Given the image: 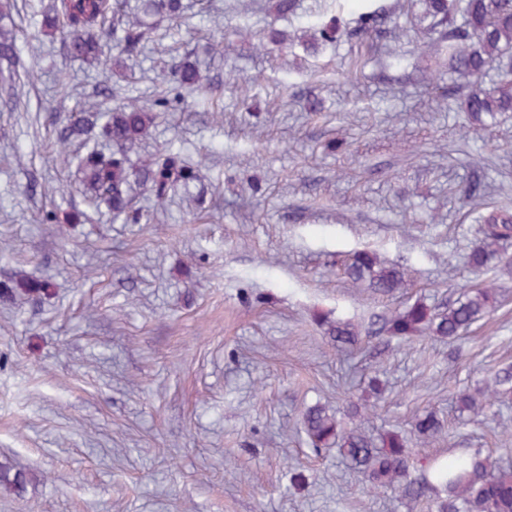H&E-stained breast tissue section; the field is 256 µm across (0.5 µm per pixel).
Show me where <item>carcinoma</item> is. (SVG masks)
<instances>
[{"mask_svg":"<svg viewBox=\"0 0 512 512\" xmlns=\"http://www.w3.org/2000/svg\"><path fill=\"white\" fill-rule=\"evenodd\" d=\"M129 0H56L46 15L47 26L67 37V53L82 61L101 62L102 39L112 36L119 54L131 56L140 51L154 29L156 20H177L181 16V0H143L140 11L128 12ZM463 24L452 26L455 15ZM426 15L433 19L432 30L438 36L425 44V50L436 55L448 52V73L470 79L473 88L462 100V110L471 121L484 122L512 112V0H426ZM340 36L334 18L321 24L319 40L307 49L315 52L319 43L333 42ZM0 61L12 69L18 63L15 39L0 38ZM491 67L497 70V81L490 89L480 86ZM176 82L190 91L200 88L201 74L197 65L182 63L175 70ZM169 98L162 97L146 107L127 103L100 113L104 122L98 137L112 143V152L96 150L80 157L79 192L90 206L107 205L115 217L128 224H146L149 218L133 205L132 186L146 188L162 207L179 184L189 185L197 179L193 166L179 155L160 153L148 165L132 166L129 152L150 135L155 107H167ZM55 126V145L64 152L70 146H87L95 126L90 113L81 109L66 122ZM472 209L479 213V239L468 254V265L480 271L498 254L500 245L512 239V209L487 202L489 192L479 182L463 190ZM344 274L354 285L387 295L404 285L405 273L398 266H387L366 249L355 252L344 264ZM46 280L16 281L0 287V296L8 300L21 295L37 303L49 293ZM491 287L479 285L446 306H431L418 300L386 318L378 332L399 338L430 336L448 342L492 308ZM324 336L338 350H353L361 342L358 327L349 321H326ZM512 398V366L498 370L492 383L481 390V396L462 394L456 403L459 415H479L485 404ZM303 430L317 453L335 448L342 460L358 469L373 489L388 490L399 499H419L429 493L437 496L438 512H512V465L497 473L489 472L488 460L475 452L462 453L453 460L425 458L419 462L418 475L411 476L412 449L406 436L387 430L372 439L356 429L341 428L337 417L321 405L307 407L302 413ZM419 438L434 437L441 432L437 414L428 411L414 425ZM30 477L10 462L0 463V485L22 494Z\"/></svg>","mask_w":512,"mask_h":512,"instance_id":"carcinoma-1","label":"carcinoma"}]
</instances>
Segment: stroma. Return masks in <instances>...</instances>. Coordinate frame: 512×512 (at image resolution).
I'll return each mask as SVG.
<instances>
[{"label": "stroma", "mask_w": 512, "mask_h": 512, "mask_svg": "<svg viewBox=\"0 0 512 512\" xmlns=\"http://www.w3.org/2000/svg\"><path fill=\"white\" fill-rule=\"evenodd\" d=\"M51 4L0 0V29L36 73L0 88V282L53 284L40 304L0 303V461L33 476L23 495L0 487V512H436L367 491L299 428L304 405L342 407L375 374L383 393L342 427L407 433L428 410L444 428L413 441L418 456L512 460V401L477 422L454 408L512 364V241L478 278L493 312L454 344L366 335L339 352L320 326L367 330L478 280L465 266L478 214L459 194L473 172L512 208V118L466 124L444 57L419 45L421 0H297L285 16L273 0H182L178 22L109 73L42 28ZM374 9L383 30L361 34ZM333 16L347 36L307 51ZM184 60L202 90L160 110L130 159L168 149L197 163L196 181L153 224L87 207L48 115L65 119L103 80L101 108L152 103ZM74 209L86 219L65 222ZM363 247L403 267L404 287L347 281L338 263Z\"/></svg>", "instance_id": "stroma-1"}]
</instances>
